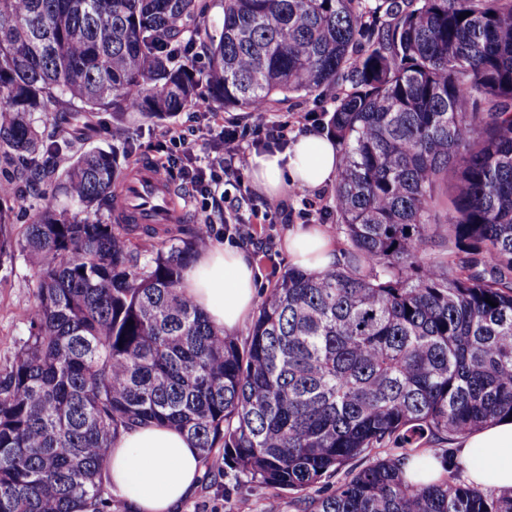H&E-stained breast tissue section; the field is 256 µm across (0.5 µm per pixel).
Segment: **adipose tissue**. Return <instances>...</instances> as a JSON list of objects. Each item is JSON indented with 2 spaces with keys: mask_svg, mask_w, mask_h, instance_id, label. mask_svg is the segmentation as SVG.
Here are the masks:
<instances>
[{
  "mask_svg": "<svg viewBox=\"0 0 512 512\" xmlns=\"http://www.w3.org/2000/svg\"><path fill=\"white\" fill-rule=\"evenodd\" d=\"M340 164L335 138L316 132L250 159L254 184L271 200L280 199L292 186L316 191L331 186ZM284 249L294 267L310 273L324 272L342 260L336 239L319 224L291 228ZM181 290L214 326L235 333L249 321L257 300L253 259L245 248L211 244L185 272ZM458 444V462L468 483L512 489V420L465 434ZM205 472L192 440L165 424L132 428L112 445L109 481L126 512H180Z\"/></svg>",
  "mask_w": 512,
  "mask_h": 512,
  "instance_id": "adipose-tissue-1",
  "label": "adipose tissue"
}]
</instances>
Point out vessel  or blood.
Returning a JSON list of instances; mask_svg holds the SVG:
<instances>
[{
	"mask_svg": "<svg viewBox=\"0 0 512 512\" xmlns=\"http://www.w3.org/2000/svg\"><path fill=\"white\" fill-rule=\"evenodd\" d=\"M114 210L119 215H132L135 223L152 228L178 223L183 216L174 185L154 165L141 162L134 166Z\"/></svg>",
	"mask_w": 512,
	"mask_h": 512,
	"instance_id": "obj_1",
	"label": "vessel or blood"
}]
</instances>
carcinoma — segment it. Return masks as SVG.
Listing matches in <instances>:
<instances>
[{"instance_id": "carcinoma-1", "label": "carcinoma", "mask_w": 512, "mask_h": 512, "mask_svg": "<svg viewBox=\"0 0 512 512\" xmlns=\"http://www.w3.org/2000/svg\"><path fill=\"white\" fill-rule=\"evenodd\" d=\"M220 4L216 28L206 0H0V155L43 170L60 146L41 116L269 111L346 84L326 125L345 261L288 269L241 345L180 290L203 226L144 251L150 229L102 218L115 153L66 141L48 175L67 205L20 237L0 208V259L26 255L36 279L0 370V512H108L112 442L151 422L196 442L206 481L230 469L277 503L298 493L299 512H512V490L404 471L424 445L512 416V0ZM197 46L200 73L184 62ZM378 448L400 452L350 468Z\"/></svg>"}]
</instances>
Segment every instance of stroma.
Listing matches in <instances>:
<instances>
[{"mask_svg": "<svg viewBox=\"0 0 512 512\" xmlns=\"http://www.w3.org/2000/svg\"><path fill=\"white\" fill-rule=\"evenodd\" d=\"M341 88L329 89L319 98L293 97L274 106L272 120L290 125L289 137H297L310 130L322 129L334 107L335 96ZM94 132L92 145L117 152L123 169H130L140 161L156 162L166 156L170 144L164 133L168 128L208 125L205 110L191 108L160 122L145 120L139 113H129L123 132H116L110 113L98 112L92 117ZM226 204L238 207L250 236L241 238L257 268L258 296H265L277 277L290 268L291 263L283 247L288 230L299 224H323L335 230L337 224L333 189L312 193L296 188L288 189L283 197V208L275 221H265L264 201L252 180L237 183L235 176L224 180ZM22 198L13 204L8 216L15 235H22L46 204L64 205L53 182L35 180L21 186ZM34 270L22 254L0 261V368L12 361L15 352L28 334L29 324L24 312L33 299ZM270 491L251 483L243 476H228L224 482L201 485L182 507V512H262Z\"/></svg>", "mask_w": 512, "mask_h": 512, "instance_id": "stroma-1", "label": "stroma"}]
</instances>
